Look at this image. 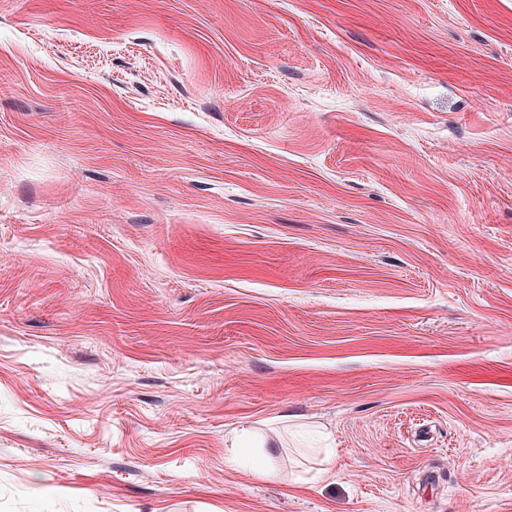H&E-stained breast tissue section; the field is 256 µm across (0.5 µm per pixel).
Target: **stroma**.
Returning <instances> with one entry per match:
<instances>
[{
    "label": "stroma",
    "mask_w": 512,
    "mask_h": 512,
    "mask_svg": "<svg viewBox=\"0 0 512 512\" xmlns=\"http://www.w3.org/2000/svg\"><path fill=\"white\" fill-rule=\"evenodd\" d=\"M0 512H512V0H0Z\"/></svg>",
    "instance_id": "35a3bbf8"
}]
</instances>
